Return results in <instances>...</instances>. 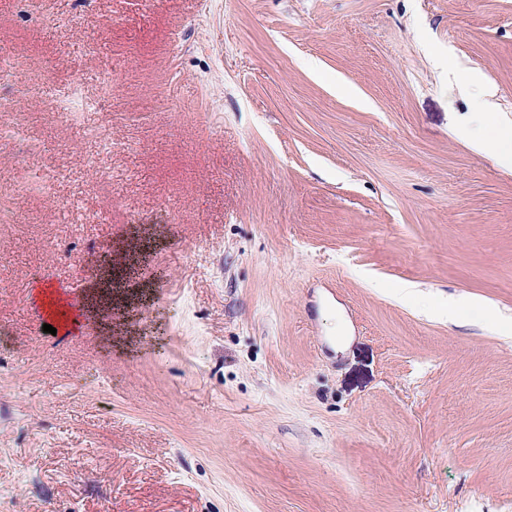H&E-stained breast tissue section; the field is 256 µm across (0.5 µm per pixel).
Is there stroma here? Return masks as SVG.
<instances>
[{"label":"stroma","instance_id":"35a3bbf8","mask_svg":"<svg viewBox=\"0 0 512 512\" xmlns=\"http://www.w3.org/2000/svg\"><path fill=\"white\" fill-rule=\"evenodd\" d=\"M51 3L0 0L67 174L0 197V512H512V0ZM494 96V92L491 89H485L483 96L479 97L476 101L475 110L476 112H480L482 114V118L486 121V123H492L498 133L500 138H507V132L511 128V136H512V124L510 125L507 122L497 121L494 112H493V102L492 98Z\"/></svg>","mask_w":512,"mask_h":512}]
</instances>
